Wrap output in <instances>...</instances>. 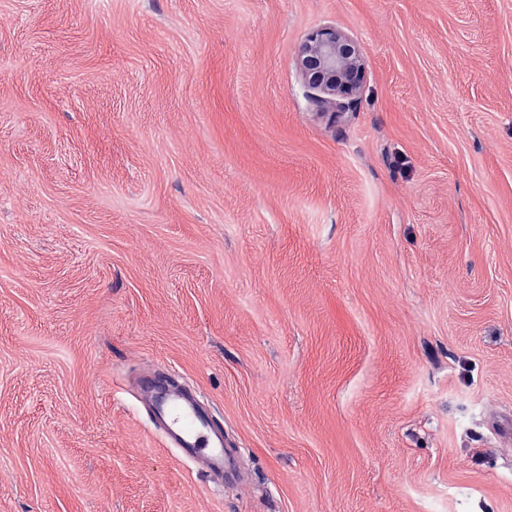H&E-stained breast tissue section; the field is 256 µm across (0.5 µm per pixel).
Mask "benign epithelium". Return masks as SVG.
I'll return each mask as SVG.
<instances>
[{
	"label": "benign epithelium",
	"instance_id": "1",
	"mask_svg": "<svg viewBox=\"0 0 512 512\" xmlns=\"http://www.w3.org/2000/svg\"><path fill=\"white\" fill-rule=\"evenodd\" d=\"M298 66L305 84L325 95L322 104L342 111L357 105L367 71L359 46L344 32L325 26L310 33Z\"/></svg>",
	"mask_w": 512,
	"mask_h": 512
}]
</instances>
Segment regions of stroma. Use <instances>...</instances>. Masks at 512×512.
<instances>
[{
  "instance_id": "35a3bbf8",
  "label": "stroma",
  "mask_w": 512,
  "mask_h": 512,
  "mask_svg": "<svg viewBox=\"0 0 512 512\" xmlns=\"http://www.w3.org/2000/svg\"><path fill=\"white\" fill-rule=\"evenodd\" d=\"M0 512H512V0H0ZM298 66L305 84L326 95L319 101L342 111L357 105L366 81V66L359 46L336 27L325 26L310 33L298 53ZM166 415L167 437L175 439L182 453L193 459H204L212 466L223 467L224 448L221 439L214 441L207 432V423L201 418L193 405L178 395L163 402Z\"/></svg>"
}]
</instances>
